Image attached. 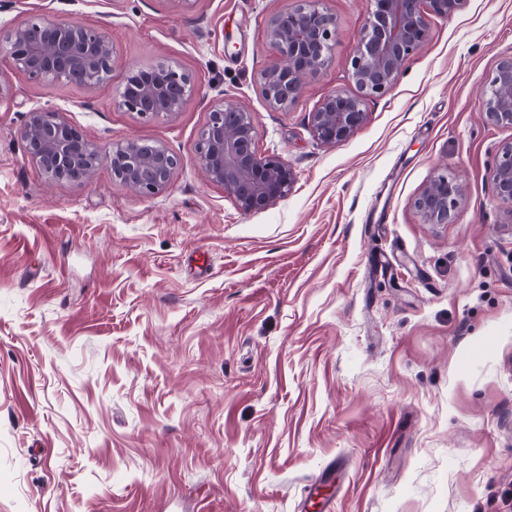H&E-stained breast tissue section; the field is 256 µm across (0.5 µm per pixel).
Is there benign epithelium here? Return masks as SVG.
Segmentation results:
<instances>
[{"instance_id": "1", "label": "benign epithelium", "mask_w": 512, "mask_h": 512, "mask_svg": "<svg viewBox=\"0 0 512 512\" xmlns=\"http://www.w3.org/2000/svg\"><path fill=\"white\" fill-rule=\"evenodd\" d=\"M462 0H367V19L351 60L350 78L359 94H327L309 115L313 137L336 144L352 137L364 124L367 97L387 93L408 58L423 50L429 37L428 16L446 17ZM336 34V18L319 0H297L294 8L271 17L267 36L278 56L261 75V95L272 112H288L299 100L308 76L328 62ZM9 66L31 78L96 87L112 74L113 49L101 29L65 24L35 16L0 38V55ZM192 75L169 65L133 69L119 92V107L141 116L172 115L193 91ZM488 122L512 127V56L503 59L480 90ZM26 152L50 183L82 182L80 172L105 164L112 179L131 191L150 196L165 188L178 166L166 147L128 139L103 149L90 142L64 116L50 107L27 111L21 130ZM205 177L224 188L237 209L251 214L275 206L294 182L292 168L276 155L262 157L255 147L250 111L225 98L209 113L197 145ZM496 196L512 203V142L499 150L491 170ZM463 196L459 178L434 176L415 200L429 224H446Z\"/></svg>"}]
</instances>
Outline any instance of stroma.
Here are the masks:
<instances>
[{
    "label": "stroma",
    "mask_w": 512,
    "mask_h": 512,
    "mask_svg": "<svg viewBox=\"0 0 512 512\" xmlns=\"http://www.w3.org/2000/svg\"><path fill=\"white\" fill-rule=\"evenodd\" d=\"M293 5L0 0V33L44 15L114 53L94 88L0 62V512H301L327 467L334 512H512V203L491 179L512 128L479 96L512 56V0L431 17L332 145L309 114L356 93L366 0H321L328 64L272 112L267 25ZM162 62L193 77L180 111L121 109L128 69ZM226 97L295 174L267 210L242 214L198 163ZM45 106L100 147L165 146L169 185L142 196L105 166L47 184L21 138ZM444 168L465 198L428 224L415 200Z\"/></svg>",
    "instance_id": "1"
}]
</instances>
